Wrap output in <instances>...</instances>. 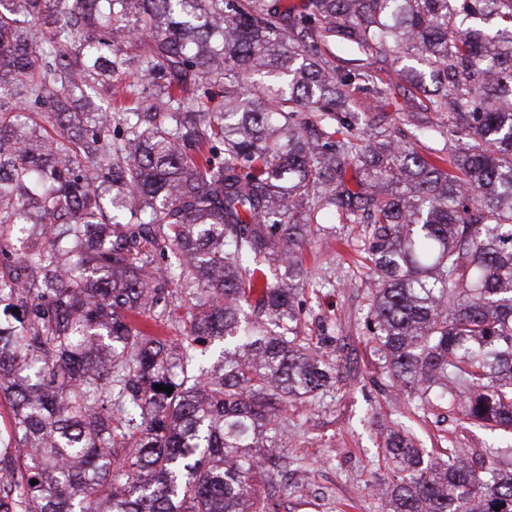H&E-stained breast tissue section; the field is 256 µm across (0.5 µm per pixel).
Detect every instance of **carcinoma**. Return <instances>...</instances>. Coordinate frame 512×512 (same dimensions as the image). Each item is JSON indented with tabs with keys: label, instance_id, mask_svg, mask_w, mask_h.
Here are the masks:
<instances>
[{
	"label": "carcinoma",
	"instance_id": "cac0c4a2",
	"mask_svg": "<svg viewBox=\"0 0 512 512\" xmlns=\"http://www.w3.org/2000/svg\"><path fill=\"white\" fill-rule=\"evenodd\" d=\"M388 43L450 147L356 134ZM334 222L364 225L386 395L511 430L512 0H0V512H269L284 405L335 379L296 305ZM383 448L380 512H512L471 448Z\"/></svg>",
	"mask_w": 512,
	"mask_h": 512
}]
</instances>
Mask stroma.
<instances>
[{
  "mask_svg": "<svg viewBox=\"0 0 512 512\" xmlns=\"http://www.w3.org/2000/svg\"><path fill=\"white\" fill-rule=\"evenodd\" d=\"M415 93L401 80L381 100L365 89H351L361 117L360 138L409 131L404 107ZM361 230L358 224H340L313 237L304 249L311 279L299 294L300 326L336 363L337 382L315 402H289L279 417L284 454L305 465L289 468L277 494L278 512H377L369 486L385 471L381 446L393 422L407 426L430 453L453 440L499 466L512 464V458L496 453L512 443V433L463 427L457 414L445 409L416 412L412 405L386 399L375 385L377 360L364 325L371 279L361 255Z\"/></svg>",
  "mask_w": 512,
  "mask_h": 512,
  "instance_id": "stroma-1",
  "label": "stroma"
}]
</instances>
